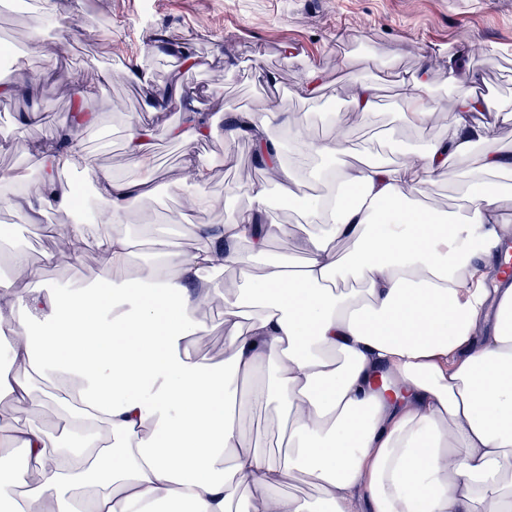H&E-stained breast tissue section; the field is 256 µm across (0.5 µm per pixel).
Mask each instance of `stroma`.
Listing matches in <instances>:
<instances>
[{
	"mask_svg": "<svg viewBox=\"0 0 512 512\" xmlns=\"http://www.w3.org/2000/svg\"><path fill=\"white\" fill-rule=\"evenodd\" d=\"M97 5L90 27L79 31L71 29L65 14L53 17L40 54L27 49L30 16L0 11V40L14 41L21 62L12 93L0 94V172L35 177L37 159L30 146L48 140L68 121L75 94H83L85 109L95 113L96 121L78 137L101 168L116 166L121 175L135 176L137 162L124 153L128 127L137 120L155 127L154 191L129 222H154L174 247L191 245L194 225L222 224L250 207L248 186L258 171L253 149L240 138L225 140L224 115L260 111L270 94H277L282 111L304 125L324 124L333 113H342L349 126L345 159L352 163L374 161L377 148L398 161L442 137L441 123L418 129L402 119V78L425 57L440 54L460 61L462 78L475 91L512 108V0H97ZM164 27L187 40L199 59L197 68L180 67L178 54L155 41ZM133 67L148 72L158 86L178 78L192 93L196 111L214 117L212 135L190 144L166 138L161 129L178 121L180 107L174 103L161 114L148 112L149 91L127 76ZM314 67L323 73V88L307 100L298 84ZM57 71L82 74L78 90L52 80ZM268 72L278 75V86L265 83ZM33 73L40 81L32 85ZM358 79L378 88V108L366 120L351 110L350 88ZM219 151L231 152L232 160L203 191L223 199V209L193 213L191 223L178 225L184 197L170 188V180L187 157L211 165ZM417 202L442 213L459 211L461 185L444 176L428 179ZM64 221L53 212L36 221L0 206V226L10 227L11 244L26 255L25 266L16 268L8 253H1L0 278L29 288L93 283L107 266L102 252L87 246L66 252L55 233L39 231L40 225ZM48 253L55 256L50 265L43 262ZM197 316L208 331L193 351L221 365L224 318L211 309L198 310ZM241 427L252 446L268 451L278 433L274 406L246 413Z\"/></svg>",
	"mask_w": 512,
	"mask_h": 512,
	"instance_id": "obj_1",
	"label": "stroma"
}]
</instances>
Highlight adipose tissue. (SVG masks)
<instances>
[{
	"mask_svg": "<svg viewBox=\"0 0 512 512\" xmlns=\"http://www.w3.org/2000/svg\"><path fill=\"white\" fill-rule=\"evenodd\" d=\"M436 57L404 83L406 122L443 121L446 135L393 163L331 166L322 179L342 193L303 202L315 229L267 255L280 225L266 221L271 187L293 197L292 169L273 128L288 126L275 98L263 112L225 115L227 140L247 137L266 177L251 207L226 224H198L184 253L159 249L131 267L129 214L149 192L152 133L131 126L125 142L140 176L98 167L77 127L34 147L37 189L17 177L10 208L53 210L108 224L86 235L107 269L89 287L19 288L0 281V402L59 401L61 430L13 422L10 441L39 476L0 466L9 512H512V282L485 258L512 249V189L495 175L512 153L475 154L504 114L459 84L453 111L432 101ZM299 157L343 151L348 129L333 117L324 137L293 129ZM477 157L460 215L414 205L422 176L450 159ZM82 168L103 204L86 212L58 185V166ZM351 250L339 255L337 243ZM302 251L303 263L292 259ZM236 274L224 292V364L192 352L206 325L194 313L216 293L215 273ZM279 410L282 452L245 439V403ZM312 495L284 492L286 481Z\"/></svg>",
	"mask_w": 512,
	"mask_h": 512,
	"instance_id": "obj_1",
	"label": "adipose tissue"
}]
</instances>
